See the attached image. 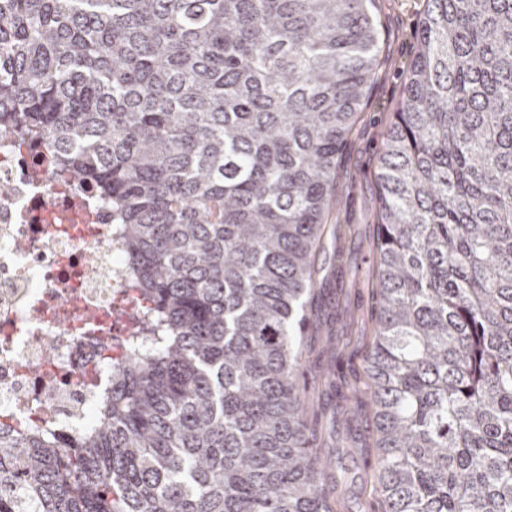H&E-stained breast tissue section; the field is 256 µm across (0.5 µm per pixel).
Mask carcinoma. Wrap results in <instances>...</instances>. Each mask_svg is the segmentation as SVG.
Segmentation results:
<instances>
[{
	"label": "carcinoma",
	"instance_id": "obj_1",
	"mask_svg": "<svg viewBox=\"0 0 512 512\" xmlns=\"http://www.w3.org/2000/svg\"><path fill=\"white\" fill-rule=\"evenodd\" d=\"M376 0H0V128L112 207L141 317L0 512H334L300 378ZM366 367L386 512H512V0H426Z\"/></svg>",
	"mask_w": 512,
	"mask_h": 512
}]
</instances>
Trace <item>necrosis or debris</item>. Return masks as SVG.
Masks as SVG:
<instances>
[{"label":"necrosis or debris","instance_id":"obj_1","mask_svg":"<svg viewBox=\"0 0 512 512\" xmlns=\"http://www.w3.org/2000/svg\"><path fill=\"white\" fill-rule=\"evenodd\" d=\"M49 148L0 133V430L69 435L110 387L115 302L129 316L112 209L74 186Z\"/></svg>","mask_w":512,"mask_h":512}]
</instances>
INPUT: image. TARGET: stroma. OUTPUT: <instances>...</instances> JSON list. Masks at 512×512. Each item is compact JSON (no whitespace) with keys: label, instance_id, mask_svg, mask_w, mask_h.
I'll return each mask as SVG.
<instances>
[{"label":"stroma","instance_id":"1","mask_svg":"<svg viewBox=\"0 0 512 512\" xmlns=\"http://www.w3.org/2000/svg\"><path fill=\"white\" fill-rule=\"evenodd\" d=\"M423 0H378L380 51L357 121L336 166L334 192L340 208L332 217L341 234L340 262L320 253L322 276L333 277L327 310L330 332L309 337L307 378L334 373L335 389L316 387L310 421L318 432V455L330 461L327 478L336 512H386L379 494L376 432L366 362L374 335L378 299L372 286L378 239L379 186L376 179L383 134L402 95L403 71L415 51Z\"/></svg>","mask_w":512,"mask_h":512}]
</instances>
